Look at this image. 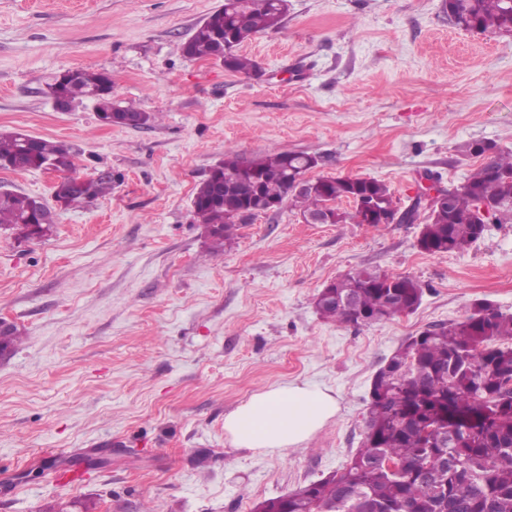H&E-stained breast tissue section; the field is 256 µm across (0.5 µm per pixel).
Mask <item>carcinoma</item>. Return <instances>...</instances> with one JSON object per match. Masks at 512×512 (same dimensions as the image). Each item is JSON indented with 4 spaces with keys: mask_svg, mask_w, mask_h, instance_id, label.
I'll use <instances>...</instances> for the list:
<instances>
[{
    "mask_svg": "<svg viewBox=\"0 0 512 512\" xmlns=\"http://www.w3.org/2000/svg\"><path fill=\"white\" fill-rule=\"evenodd\" d=\"M442 6L460 29L512 35V0H443ZM287 12L288 0H224L183 43V54L257 76L260 64L240 47L259 33L279 30ZM50 89L64 104L89 100L99 113L139 112L113 101L112 79L105 72L63 73ZM73 158L67 143L0 133V169L52 167L61 174L54 199L77 205L112 192L110 177L79 181L68 175ZM318 164L317 156L304 152L273 149L247 159L225 151L192 201L195 221L205 230L206 252L231 245L240 227L231 214L251 211L263 200H289L300 213L316 214L329 201L355 203L367 196L385 218L399 213L397 223L415 221V211H400L390 188L374 178L333 176L324 190L294 194V175ZM447 193L448 204L430 208L422 227L419 246L427 253L460 252L481 238L486 225L481 202L502 205L495 220H512V151L494 153ZM51 226L45 200L25 193L0 198V229L15 238L41 239ZM334 292L355 295L354 305L329 303L320 294L316 312L325 320L360 326L361 313L380 311L381 318H390L389 302L408 307L423 296V287L410 276L367 267L342 275ZM420 335L390 358L399 374L375 381L366 435L344 468L286 496L259 501L253 512H318L323 507L331 512H512V314L476 300L466 318L429 326ZM432 427L445 429L447 443L438 444ZM386 457L400 465L399 471L384 469Z\"/></svg>",
    "mask_w": 512,
    "mask_h": 512,
    "instance_id": "carcinoma-1",
    "label": "carcinoma"
}]
</instances>
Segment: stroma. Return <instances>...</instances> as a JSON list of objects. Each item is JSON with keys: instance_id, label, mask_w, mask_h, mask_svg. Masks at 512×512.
Segmentation results:
<instances>
[{"instance_id": "stroma-1", "label": "stroma", "mask_w": 512, "mask_h": 512, "mask_svg": "<svg viewBox=\"0 0 512 512\" xmlns=\"http://www.w3.org/2000/svg\"><path fill=\"white\" fill-rule=\"evenodd\" d=\"M223 2L0 0V133L65 142L76 176L116 177L54 208L46 238L0 233V317L22 336L0 356V512H251L343 468L374 374L410 336L477 299L512 313V221L461 252L417 244L426 177L457 188L483 162L465 145L512 150V36L458 29L441 0H289L282 28L241 48L252 77L182 53ZM75 68L108 73L115 101L156 122L58 109L49 86ZM274 148L317 156L313 178L383 181L414 223L308 224L286 202L205 255L197 186L225 150ZM58 179L0 169V192L48 201ZM375 266L420 281L413 313L320 318L326 284ZM287 382L331 390L338 413L282 454L234 447L225 415ZM91 456L112 464L49 482Z\"/></svg>"}]
</instances>
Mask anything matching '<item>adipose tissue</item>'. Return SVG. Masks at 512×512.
<instances>
[{
  "label": "adipose tissue",
  "instance_id": "obj_1",
  "mask_svg": "<svg viewBox=\"0 0 512 512\" xmlns=\"http://www.w3.org/2000/svg\"><path fill=\"white\" fill-rule=\"evenodd\" d=\"M338 410L327 390L295 382L255 393L224 417L232 444L264 454H281L308 442Z\"/></svg>",
  "mask_w": 512,
  "mask_h": 512
}]
</instances>
